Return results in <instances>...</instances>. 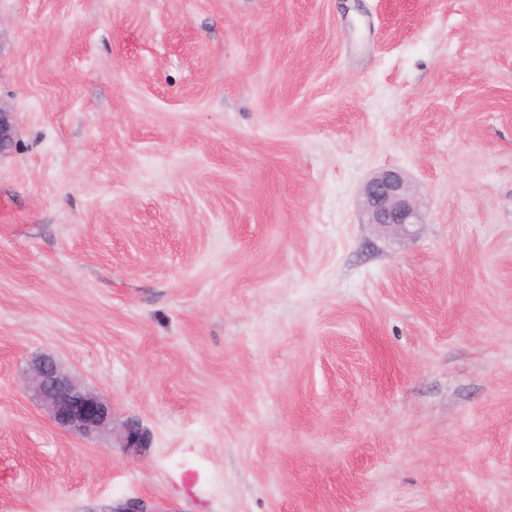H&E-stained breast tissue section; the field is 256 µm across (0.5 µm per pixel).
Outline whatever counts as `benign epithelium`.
<instances>
[{
	"label": "benign epithelium",
	"instance_id": "obj_1",
	"mask_svg": "<svg viewBox=\"0 0 512 512\" xmlns=\"http://www.w3.org/2000/svg\"><path fill=\"white\" fill-rule=\"evenodd\" d=\"M10 116L0 111V154L13 144ZM363 210L368 223L411 237L422 224L418 204L405 176L398 170L372 175L363 191ZM22 391L35 401L59 429L82 438L112 431L118 447L136 452L147 448L150 436L141 423L129 418L116 423L112 405L84 387L50 355L29 362L20 379Z\"/></svg>",
	"mask_w": 512,
	"mask_h": 512
}]
</instances>
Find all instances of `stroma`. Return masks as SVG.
Returning a JSON list of instances; mask_svg holds the SVG:
<instances>
[{
    "instance_id": "stroma-1",
    "label": "stroma",
    "mask_w": 512,
    "mask_h": 512,
    "mask_svg": "<svg viewBox=\"0 0 512 512\" xmlns=\"http://www.w3.org/2000/svg\"><path fill=\"white\" fill-rule=\"evenodd\" d=\"M0 110V512H512V0H0ZM363 210L368 223L406 237L423 224L421 212L405 176L398 170L372 175L363 191ZM20 386L56 427L71 435L92 438L112 429V440L119 448L137 452L149 447L150 436L137 419L117 424L112 405L84 387L50 355L31 359Z\"/></svg>"
}]
</instances>
